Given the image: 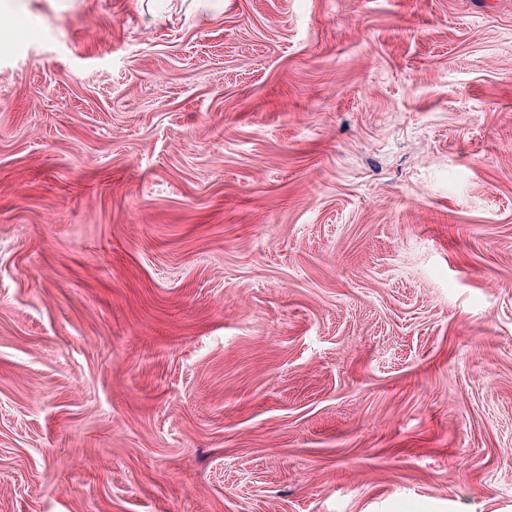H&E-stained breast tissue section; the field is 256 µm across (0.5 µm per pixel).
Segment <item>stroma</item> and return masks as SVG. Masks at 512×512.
<instances>
[{
  "mask_svg": "<svg viewBox=\"0 0 512 512\" xmlns=\"http://www.w3.org/2000/svg\"><path fill=\"white\" fill-rule=\"evenodd\" d=\"M0 512H512V0H0Z\"/></svg>",
  "mask_w": 512,
  "mask_h": 512,
  "instance_id": "obj_1",
  "label": "stroma"
}]
</instances>
